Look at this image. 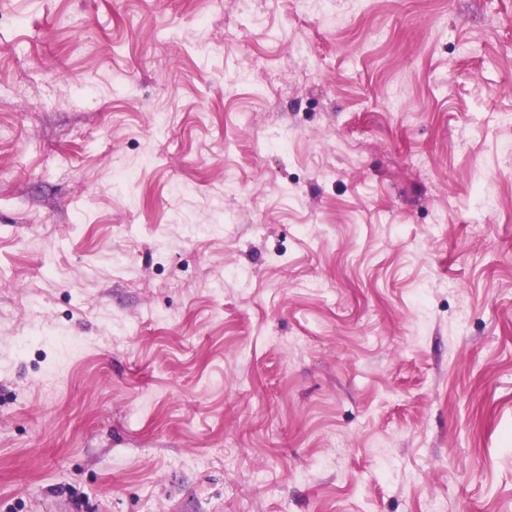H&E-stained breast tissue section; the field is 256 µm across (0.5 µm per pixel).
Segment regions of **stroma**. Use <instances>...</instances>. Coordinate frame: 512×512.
Here are the masks:
<instances>
[{"mask_svg":"<svg viewBox=\"0 0 512 512\" xmlns=\"http://www.w3.org/2000/svg\"><path fill=\"white\" fill-rule=\"evenodd\" d=\"M499 112L512 0L0 7V512H512Z\"/></svg>","mask_w":512,"mask_h":512,"instance_id":"35a3bbf8","label":"stroma"}]
</instances>
